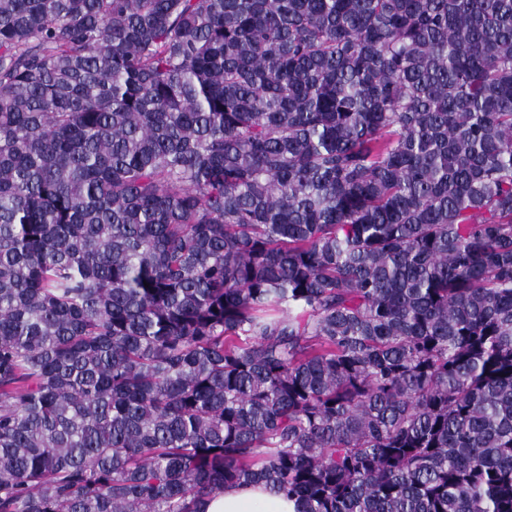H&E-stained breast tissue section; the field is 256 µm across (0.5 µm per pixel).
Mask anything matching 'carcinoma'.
Instances as JSON below:
<instances>
[{"instance_id":"obj_1","label":"carcinoma","mask_w":512,"mask_h":512,"mask_svg":"<svg viewBox=\"0 0 512 512\" xmlns=\"http://www.w3.org/2000/svg\"><path fill=\"white\" fill-rule=\"evenodd\" d=\"M512 512V0H0V512ZM203 508L205 512H296L294 501L272 495L259 484L217 491Z\"/></svg>"}]
</instances>
